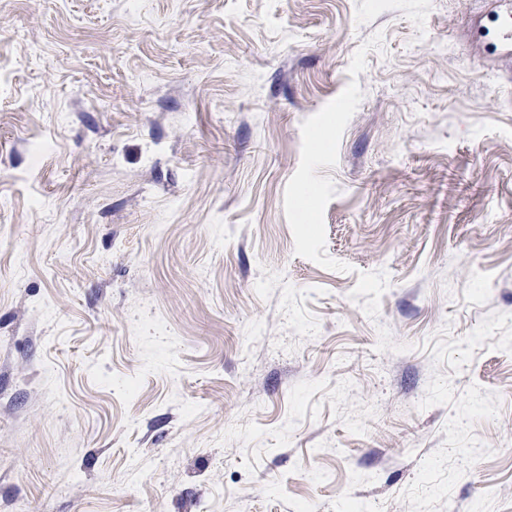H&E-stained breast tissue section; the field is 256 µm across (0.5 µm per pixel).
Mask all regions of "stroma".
<instances>
[{"mask_svg": "<svg viewBox=\"0 0 512 512\" xmlns=\"http://www.w3.org/2000/svg\"><path fill=\"white\" fill-rule=\"evenodd\" d=\"M498 0H0V512H512Z\"/></svg>", "mask_w": 512, "mask_h": 512, "instance_id": "1", "label": "stroma"}]
</instances>
